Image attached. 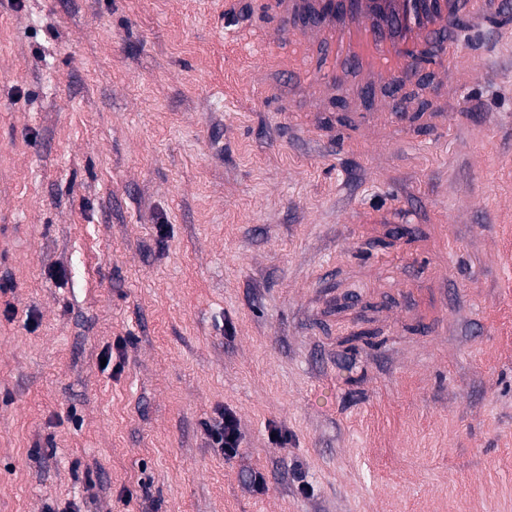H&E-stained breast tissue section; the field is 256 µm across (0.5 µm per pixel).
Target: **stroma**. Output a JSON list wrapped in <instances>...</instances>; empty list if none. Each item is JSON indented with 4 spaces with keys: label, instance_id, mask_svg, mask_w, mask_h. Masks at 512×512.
I'll return each instance as SVG.
<instances>
[{
    "label": "stroma",
    "instance_id": "1",
    "mask_svg": "<svg viewBox=\"0 0 512 512\" xmlns=\"http://www.w3.org/2000/svg\"><path fill=\"white\" fill-rule=\"evenodd\" d=\"M260 2L0 0V512H512V13L454 31L460 98L383 91L435 124L369 155L341 96L293 117L286 54L237 82ZM425 297L447 332L371 314ZM492 73L485 61L480 57L472 58L467 70L466 84L473 88H481L491 82ZM475 197L467 192L459 193L454 200L452 208L445 213V224H462L475 208ZM224 423L220 430L213 433V442L217 448L224 450L225 456L234 457L238 454L240 444V427L234 413L224 410Z\"/></svg>",
    "mask_w": 512,
    "mask_h": 512
}]
</instances>
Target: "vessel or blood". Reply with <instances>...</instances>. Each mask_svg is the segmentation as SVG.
Masks as SVG:
<instances>
[{
	"instance_id": "b4317fda",
	"label": "vessel or blood",
	"mask_w": 512,
	"mask_h": 512,
	"mask_svg": "<svg viewBox=\"0 0 512 512\" xmlns=\"http://www.w3.org/2000/svg\"><path fill=\"white\" fill-rule=\"evenodd\" d=\"M501 0H268L271 15L260 45H243L246 59L237 78L253 83V71L263 61L264 50L284 47L301 77L297 83L303 112L322 109L325 97L340 91L351 107L383 85L415 76L420 61L431 48L454 55L446 36L461 15L480 19L498 13ZM492 73L482 58H472L468 86L490 83ZM361 146L375 153L385 146L379 135L388 123H403L402 112H363ZM476 200L459 193L444 223L461 224Z\"/></svg>"
}]
</instances>
